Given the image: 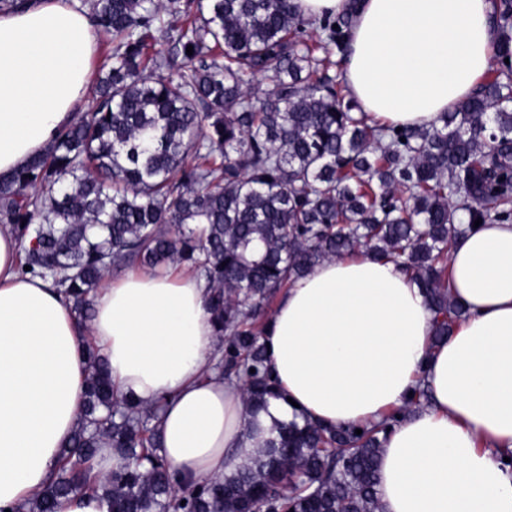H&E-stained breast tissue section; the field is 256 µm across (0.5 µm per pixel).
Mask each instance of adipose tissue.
<instances>
[{
	"mask_svg": "<svg viewBox=\"0 0 512 512\" xmlns=\"http://www.w3.org/2000/svg\"><path fill=\"white\" fill-rule=\"evenodd\" d=\"M303 17L351 14L341 78L368 118L431 127L475 95L495 56L493 0H298ZM94 26L70 0L0 14V178L43 153L87 88ZM0 228V512H28L52 481L85 400L86 345L112 385L160 404V453L179 485L230 476L279 424L402 418L381 453L382 512H512V224L479 225L449 255L467 315L432 345V313L393 262L323 261L284 290L264 335L278 395L259 412L211 367L207 287L167 268L105 279L79 322L51 284L20 277ZM429 404L406 413L418 384Z\"/></svg>",
	"mask_w": 512,
	"mask_h": 512,
	"instance_id": "obj_1",
	"label": "adipose tissue"
}]
</instances>
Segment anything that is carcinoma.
I'll return each mask as SVG.
<instances>
[{"label":"carcinoma","mask_w":512,"mask_h":512,"mask_svg":"<svg viewBox=\"0 0 512 512\" xmlns=\"http://www.w3.org/2000/svg\"><path fill=\"white\" fill-rule=\"evenodd\" d=\"M90 10L111 36L94 106L0 181L21 275L50 280L83 323L110 270L193 267L208 288L216 368L242 380L255 411L276 396L261 342L270 301L326 259L363 251L412 273L433 343L447 340L466 315L448 289L452 246L479 218L512 223V0H495L496 74L440 125L399 130L355 112L316 55L346 52L348 14L320 21L310 45L296 0H90ZM259 81L270 86L260 95ZM86 355L81 427L29 512H56L90 487L104 441L123 460L99 485L112 512H381L379 455L399 416L359 435L290 421L252 465L184 488L159 453L161 404L118 396L102 355Z\"/></svg>","instance_id":"cac0c4a2"}]
</instances>
